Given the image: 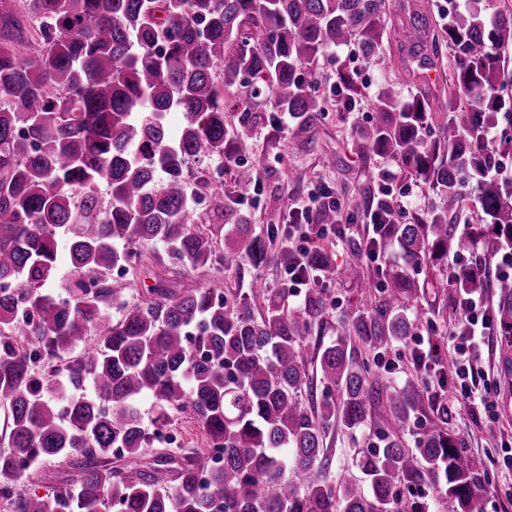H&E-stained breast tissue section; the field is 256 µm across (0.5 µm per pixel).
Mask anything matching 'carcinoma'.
<instances>
[{
	"mask_svg": "<svg viewBox=\"0 0 512 512\" xmlns=\"http://www.w3.org/2000/svg\"><path fill=\"white\" fill-rule=\"evenodd\" d=\"M489 0H466L440 24L414 0H4L0 3V410L10 451L0 453V501L13 512H429L445 497L453 512H485L484 470L449 428L453 406L401 445V430L423 407L427 381H385L358 358L403 345L418 329L409 303L420 288L412 270L448 267L471 244L489 262L512 238V183L487 176L512 154V136L490 148L486 128L512 114L503 84L512 48V8L489 13ZM393 18L403 64L430 69L453 51L448 101L419 93L399 102L389 86L363 144L395 156L442 204L411 222L375 214L378 247L402 259L376 268L382 296L347 308L336 337L320 343L315 369L304 342L322 314L324 283L336 280L331 252L299 257L239 223L234 196L190 182L184 164L250 150L227 138L224 92L238 103L269 93L300 128L314 125L323 99L302 68L323 50L358 39L368 64ZM336 84L359 91L355 73ZM186 118L173 129L167 116ZM433 129L438 138L426 142ZM260 177L254 163L238 185ZM477 182L481 223L459 230L463 189ZM106 184L107 197L98 194ZM202 199L231 221L241 249L218 253L224 225L200 231L191 201ZM67 239L66 296L45 292L59 276L57 241ZM159 240L185 269L258 268L275 263L316 275L297 307L288 287L255 280L232 300L221 288L178 295L164 288L141 304L112 270L141 260L138 245ZM498 288L494 312L512 335V280L491 284L477 270L450 278L448 301ZM262 303L254 316L251 300ZM96 339L84 342L89 332ZM94 395L49 397L56 376ZM152 399L145 425L137 399ZM189 413L204 448H155L158 432ZM367 434L356 460L361 481L331 475L326 436ZM224 465L208 468L209 452ZM76 458V481L50 495L24 491L36 461ZM116 458L119 465L110 463ZM428 493L406 499L403 491Z\"/></svg>",
	"mask_w": 512,
	"mask_h": 512,
	"instance_id": "carcinoma-1",
	"label": "carcinoma"
}]
</instances>
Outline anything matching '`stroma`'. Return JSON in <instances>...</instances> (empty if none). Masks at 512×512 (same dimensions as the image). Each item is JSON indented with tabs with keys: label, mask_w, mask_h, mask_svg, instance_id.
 <instances>
[{
	"label": "stroma",
	"mask_w": 512,
	"mask_h": 512,
	"mask_svg": "<svg viewBox=\"0 0 512 512\" xmlns=\"http://www.w3.org/2000/svg\"><path fill=\"white\" fill-rule=\"evenodd\" d=\"M381 51L393 60L391 69L384 73L368 66L355 39L327 49L308 69L320 89L327 93L336 80L337 68L344 66L359 71L361 93L353 111L343 109L335 97L328 94L321 120L304 130L293 123L286 127L278 125L277 113L268 103L253 107L254 118L246 127L241 126L238 113L230 112L225 116L229 134L246 132L256 157L264 164L259 186L241 192L237 212L244 223L254 225L259 232L266 231L268 225H280L279 238L285 245L302 244L309 249L332 250L340 268L359 261L362 244L372 234L371 226L353 220L350 203L356 198L376 196L379 185L376 174L380 169H392L397 174L398 183L412 188L416 210L426 209L437 200L436 194L427 186L403 172L397 158L370 151L360 139L361 130L373 117L377 96L383 86H391L396 97L405 100L421 84L419 70L403 68L398 61L397 45L392 37H385ZM322 187L331 188L342 197L344 206L338 219L348 230L339 239L330 234L322 239L301 240L297 232L290 229V211L296 207L304 208L311 194ZM140 251V265L130 268L128 273L137 283L131 293V299L136 303L150 300L152 288L159 284L182 294L217 283L230 298L248 293L258 276L263 277L271 288H281L288 283L285 269L273 264L257 269L246 262L231 271H186L170 266L162 242L144 243ZM442 277L441 271L428 265L421 266L417 273L418 280L432 283L431 288L413 300L410 310L419 323L418 342L424 351L435 345H450L453 334L461 329L459 316L448 303L447 290L435 285ZM370 294V289L346 278L331 282L323 292L324 313L315 326L317 334L304 345L305 356L310 359L316 356L319 337L334 336L342 310L364 305ZM452 427L464 437L467 456L488 474L484 490L486 512H512V474L504 472L498 463L506 445L512 444V415L507 417L499 413L491 418H479L460 407ZM75 475V469L67 461H41L32 465L23 485L27 492L43 496Z\"/></svg>",
	"instance_id": "stroma-1"
}]
</instances>
